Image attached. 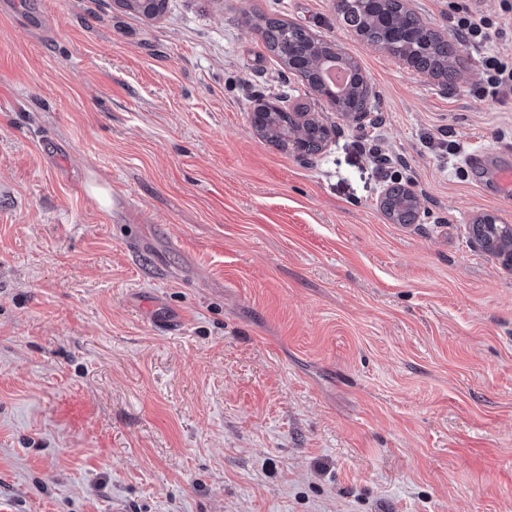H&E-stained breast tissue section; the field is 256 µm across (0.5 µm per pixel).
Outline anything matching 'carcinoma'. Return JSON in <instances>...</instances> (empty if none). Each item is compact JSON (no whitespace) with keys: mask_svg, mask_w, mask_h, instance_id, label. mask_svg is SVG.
I'll use <instances>...</instances> for the list:
<instances>
[{"mask_svg":"<svg viewBox=\"0 0 512 512\" xmlns=\"http://www.w3.org/2000/svg\"><path fill=\"white\" fill-rule=\"evenodd\" d=\"M125 7L145 17L158 14L163 5L123 0ZM336 10L345 24L352 25L355 33L366 43L400 56L420 60L434 75L448 78L460 61L459 51L451 39H443L407 9L402 0H378L370 5L364 0H336ZM258 25L266 48L281 63L299 71L308 82L320 73V60L315 50L330 52L333 46L318 39L298 25L278 18L260 17ZM342 63L356 75L352 96L346 102L349 112L370 111L369 92L364 84L359 65L351 57H341ZM261 135L275 145L286 149L293 141L291 120L287 113L279 112L267 121ZM477 232L483 237L485 251L498 256L512 245V233L503 224H482Z\"/></svg>","mask_w":512,"mask_h":512,"instance_id":"cac0c4a2","label":"carcinoma"}]
</instances>
